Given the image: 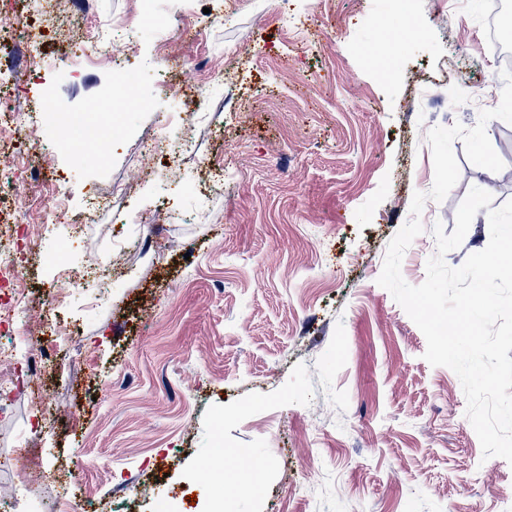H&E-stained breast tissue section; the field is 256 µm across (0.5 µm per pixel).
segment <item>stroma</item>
<instances>
[{"label": "stroma", "mask_w": 512, "mask_h": 512, "mask_svg": "<svg viewBox=\"0 0 512 512\" xmlns=\"http://www.w3.org/2000/svg\"><path fill=\"white\" fill-rule=\"evenodd\" d=\"M409 3L423 34L397 15L376 25L384 0H167V50L180 65L170 81L201 79L200 62L237 75L212 82L200 106L201 150L233 172L204 197L178 192L163 161L135 149L171 135L183 99L158 86L155 27L129 25L134 0H91L96 25L71 23L73 51L45 38L28 97L46 82L62 114L96 103L112 73L85 48L118 26L115 49L148 104L121 113V136L95 157L44 154L58 128L0 141L6 157L63 179L70 213L87 218L78 233L40 225L25 248L30 335L61 273L79 277L146 233L158 201L185 219L149 254L127 251L106 292L71 290L57 311L59 325L80 329L59 342L69 375L34 377L0 419V458L25 449L23 479L43 512L107 493L135 512L159 501L181 512H504L512 464L484 458L458 376L425 360L424 334L377 283L414 193L433 185L428 131L473 127L504 86L482 32L488 0ZM378 42L400 47L388 81L360 52ZM486 132L503 169L473 165L454 141L459 180L424 204L401 264L408 283L424 282L432 228L453 232L471 188L497 206L512 200V124L493 119ZM116 184L131 185L122 207L142 223L89 210L93 189ZM63 240L64 272L43 261ZM39 396L57 409L44 432ZM217 446L214 481L199 462ZM244 449L267 461L247 484ZM53 468L65 477L43 481Z\"/></svg>", "instance_id": "stroma-1"}]
</instances>
